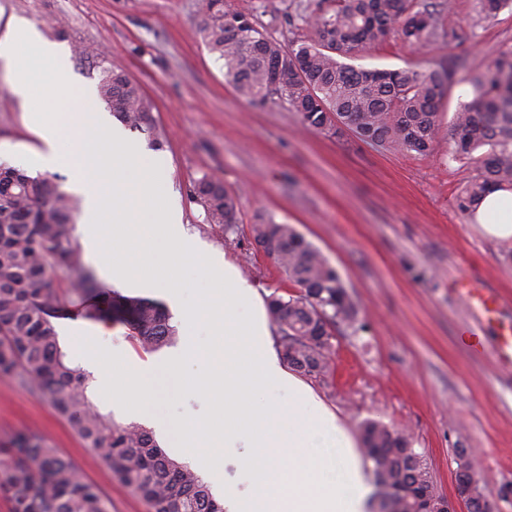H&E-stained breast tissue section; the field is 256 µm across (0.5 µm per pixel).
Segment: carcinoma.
Masks as SVG:
<instances>
[{
	"mask_svg": "<svg viewBox=\"0 0 512 512\" xmlns=\"http://www.w3.org/2000/svg\"><path fill=\"white\" fill-rule=\"evenodd\" d=\"M447 0H314L303 5L301 35L284 44L252 15L226 0H199L200 35L223 62L236 90L261 105L286 104L311 131L349 129L386 150L427 156L441 132L442 100L458 84L452 66L370 69L352 64L394 36L420 49L440 36ZM512 11V0H474L483 20ZM470 100L451 123V156L478 174L457 196L471 214L492 190H512V50L466 79ZM99 98L126 125L151 129L150 104L119 70L107 72ZM192 198L209 224L237 223V202L222 180H195ZM75 200L52 178L0 164V375L45 397L54 412L152 512H224L211 486L169 457L151 431L120 424L93 403L89 377L62 348L56 320L76 315L128 327L148 351L171 344L177 329L157 301L102 294L96 274L80 262L74 237ZM255 243L273 256L293 292L267 305L290 369L326 378L338 326L356 328L358 306L336 268L292 225L260 218ZM362 454L371 463L376 498L389 512H417L410 490L434 488L428 462L409 437L379 421L360 424ZM0 494L10 512H112V502L39 434L20 431L0 446Z\"/></svg>",
	"mask_w": 512,
	"mask_h": 512,
	"instance_id": "cac0c4a2",
	"label": "carcinoma"
}]
</instances>
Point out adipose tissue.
<instances>
[{"label": "adipose tissue", "mask_w": 512, "mask_h": 512, "mask_svg": "<svg viewBox=\"0 0 512 512\" xmlns=\"http://www.w3.org/2000/svg\"><path fill=\"white\" fill-rule=\"evenodd\" d=\"M0 60L11 72V90L22 100H30L36 85L34 75L46 70L50 80L45 87L47 96L69 99L72 84L66 54L43 39L37 27L24 20L10 21L0 34ZM473 219L485 236L512 240V190L490 192L475 210Z\"/></svg>", "instance_id": "1"}]
</instances>
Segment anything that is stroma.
Wrapping results in <instances>:
<instances>
[{
  "label": "stroma",
  "instance_id": "35a3bbf8",
  "mask_svg": "<svg viewBox=\"0 0 512 512\" xmlns=\"http://www.w3.org/2000/svg\"><path fill=\"white\" fill-rule=\"evenodd\" d=\"M300 0H230L253 13L277 39L296 34ZM31 21L68 53L74 92L97 87L107 68L122 70L152 106V131L131 130L143 147L153 138L181 207L183 224L205 249L223 254L260 296L288 288L273 259L255 244L257 215L291 224L338 270L365 331L337 328L334 372L309 386L336 412L352 438L375 419L408 434L438 492L457 500L455 451L473 449L479 488L495 512H512V368L490 349L463 344L473 324L453 289L462 272L495 290L512 312V242L493 241L457 208L456 196L477 174L452 160L441 133L430 155L385 151L338 135L303 131L284 105L259 106L224 77L202 43L198 0H0V29ZM443 23L458 39L438 38L416 53L391 38L359 65L481 71L512 49V14L478 20L473 0H455ZM40 146L30 114L0 66V163L38 173ZM221 178L237 201L238 222L222 232L190 196L196 179ZM207 399L162 393L149 415L176 424L208 410ZM36 432L72 460L111 499L112 512H150L118 485L106 466L48 402L0 376V442Z\"/></svg>",
  "mask_w": 512,
  "mask_h": 512
}]
</instances>
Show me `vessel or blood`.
Here are the masks:
<instances>
[{
    "mask_svg": "<svg viewBox=\"0 0 512 512\" xmlns=\"http://www.w3.org/2000/svg\"><path fill=\"white\" fill-rule=\"evenodd\" d=\"M455 286L468 308L478 314L477 335L471 341L472 349H482L483 335H491L502 365H512V319L503 317L499 297L465 276L460 277Z\"/></svg>",
    "mask_w": 512,
    "mask_h": 512,
    "instance_id": "1",
    "label": "vessel or blood"
}]
</instances>
